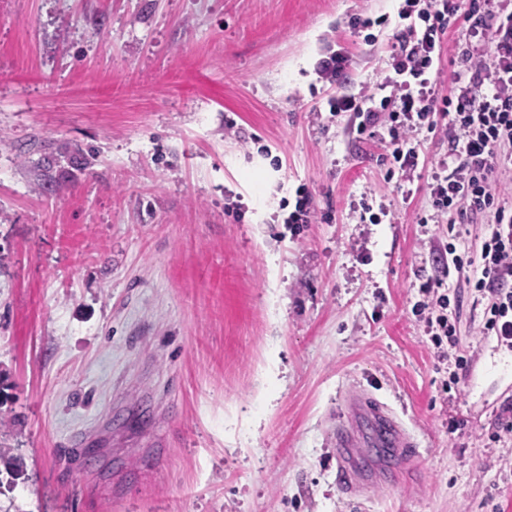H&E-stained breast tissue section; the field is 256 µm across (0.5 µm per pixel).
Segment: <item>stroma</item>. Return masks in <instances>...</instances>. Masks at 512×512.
Returning <instances> with one entry per match:
<instances>
[{
	"label": "stroma",
	"instance_id": "stroma-1",
	"mask_svg": "<svg viewBox=\"0 0 512 512\" xmlns=\"http://www.w3.org/2000/svg\"><path fill=\"white\" fill-rule=\"evenodd\" d=\"M400 5L0 0V512H512V378L450 385L412 312L448 144L406 201L319 111V59L375 83ZM362 385L422 456L357 508L330 435ZM311 200L310 193L305 188H299L296 192L294 210L288 214L286 219L290 224H310L311 222Z\"/></svg>",
	"mask_w": 512,
	"mask_h": 512
}]
</instances>
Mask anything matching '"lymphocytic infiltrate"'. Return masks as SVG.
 I'll return each instance as SVG.
<instances>
[{
	"label": "lymphocytic infiltrate",
	"mask_w": 512,
	"mask_h": 512,
	"mask_svg": "<svg viewBox=\"0 0 512 512\" xmlns=\"http://www.w3.org/2000/svg\"><path fill=\"white\" fill-rule=\"evenodd\" d=\"M392 52L377 91L347 93L348 58L334 52L317 70L328 85L330 116H348L357 136L373 139L387 163L386 179L404 190L425 163L419 131L443 134L448 160L428 185L430 205L443 224L444 241L431 248L433 275L414 310L439 361L455 366L458 294L448 280L468 288L483 307L482 333L512 337V204L499 199L495 179H512V6L507 0H404ZM454 37L459 71L449 89L439 70L445 37ZM479 225L472 234L471 225Z\"/></svg>",
	"instance_id": "lymphocytic-infiltrate-1"
}]
</instances>
